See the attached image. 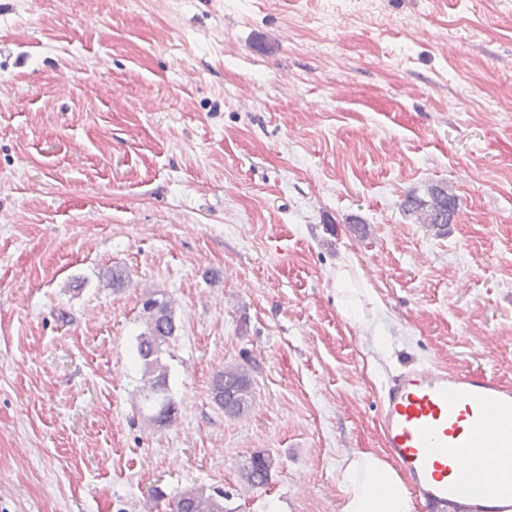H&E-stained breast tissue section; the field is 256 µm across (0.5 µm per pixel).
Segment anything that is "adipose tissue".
Instances as JSON below:
<instances>
[{
  "label": "adipose tissue",
  "mask_w": 512,
  "mask_h": 512,
  "mask_svg": "<svg viewBox=\"0 0 512 512\" xmlns=\"http://www.w3.org/2000/svg\"><path fill=\"white\" fill-rule=\"evenodd\" d=\"M343 512H416L417 506L400 474L371 452L349 459L343 469Z\"/></svg>",
  "instance_id": "obj_1"
}]
</instances>
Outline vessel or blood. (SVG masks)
Returning a JSON list of instances; mask_svg holds the SVG:
<instances>
[{
    "label": "vessel or blood",
    "mask_w": 512,
    "mask_h": 512,
    "mask_svg": "<svg viewBox=\"0 0 512 512\" xmlns=\"http://www.w3.org/2000/svg\"><path fill=\"white\" fill-rule=\"evenodd\" d=\"M378 424L428 512H512V387L410 365L386 382Z\"/></svg>",
    "instance_id": "vessel-or-blood-1"
}]
</instances>
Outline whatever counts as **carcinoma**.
Wrapping results in <instances>:
<instances>
[{
	"label": "carcinoma",
	"mask_w": 512,
	"mask_h": 512,
	"mask_svg": "<svg viewBox=\"0 0 512 512\" xmlns=\"http://www.w3.org/2000/svg\"><path fill=\"white\" fill-rule=\"evenodd\" d=\"M401 210L414 217L419 224H436L438 218H448L457 213L458 202L454 195L438 186L427 188L426 196L417 192L406 194ZM144 329L137 335V361L141 369V386L138 390L140 411L146 420L157 428L171 425L178 415L175 401L169 394V365L164 358V346L175 336L177 325L171 303L152 292L143 302ZM255 397L254 379L249 367L231 363L218 371L212 380L211 398L227 418L245 414ZM273 460L257 452L251 455L240 469L241 479L252 487H262L269 482ZM230 494L215 492L203 485L185 489L175 502L174 512H234L227 505Z\"/></svg>",
	"instance_id": "cac0c4a2"
}]
</instances>
